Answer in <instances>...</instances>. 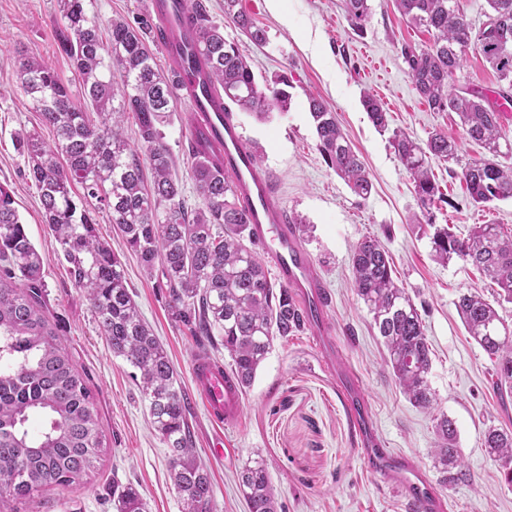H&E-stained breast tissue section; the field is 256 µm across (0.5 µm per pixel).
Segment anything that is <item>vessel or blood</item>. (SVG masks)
Here are the masks:
<instances>
[{"mask_svg": "<svg viewBox=\"0 0 512 512\" xmlns=\"http://www.w3.org/2000/svg\"><path fill=\"white\" fill-rule=\"evenodd\" d=\"M155 20L153 38L163 49L188 104V125L192 135H200L219 146L218 163L230 172L236 196L244 209L257 244L264 250L280 283L292 289L315 335L328 337L326 312L331 305L328 286L303 246L297 229L289 224L272 177L262 170L240 131L232 113L224 109V99L210 85L205 69L187 64V55L196 47L186 34L190 13L185 0H149ZM336 367L345 377L356 429L364 447L368 467L383 475L412 505L414 512H447L443 498L415 462L383 448L380 437L366 417V402L359 383L336 349H329ZM193 379L215 425L234 427L240 417L242 391L224 367L204 355H197Z\"/></svg>", "mask_w": 512, "mask_h": 512, "instance_id": "1", "label": "vessel or blood"}]
</instances>
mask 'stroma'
Instances as JSON below:
<instances>
[{"label":"stroma","instance_id":"1","mask_svg":"<svg viewBox=\"0 0 512 512\" xmlns=\"http://www.w3.org/2000/svg\"><path fill=\"white\" fill-rule=\"evenodd\" d=\"M202 2L225 38L238 42L257 80L282 72L291 80L288 111H272L264 120L240 110L235 116L261 155L262 169L273 176L287 213L308 225L301 240L333 295L327 320L367 396L374 428L388 447L420 465L453 512H512V487L504 484L499 465L483 445L488 427L512 430V396L500 397L494 361L468 336L455 307L459 294L468 290L494 300L497 285L459 259L445 264L433 259L430 226L413 221L421 207L411 181L388 134L373 126L361 104L363 93H372L387 110L390 128L419 141L435 130L456 140L458 161L432 165L445 197L435 212L436 223L462 235L476 224L512 229V200L475 207L459 179L462 164L484 158L485 150L465 138L456 113L430 110L406 74L401 46L428 47L431 34L408 24L393 0H369L370 17L360 31L348 22L341 0H287L283 15L272 12L267 0H240L267 31V43L257 46L225 19L224 0ZM60 23L58 0H0V185L10 190L41 254L48 308L61 326L67 353L89 380L105 434L98 470L49 497L56 503L53 512H114L112 484L117 481L140 491L146 512H181L168 471L169 450L151 425L134 370L113 356L89 301L75 287L14 139L21 130L37 132L48 143L54 139L53 129L18 86L20 55L45 59L72 92L80 90L70 60L58 47ZM311 94L335 111L364 160L373 182L367 198L354 195L319 153L307 103ZM186 109L174 99L163 131L174 171L195 204L199 198L186 163ZM95 217L99 235L119 254L140 314L164 344L190 402L188 421L198 459L211 473L214 512H248L237 474L254 460L267 463L281 512H407L406 500L366 465L344 383L308 328L274 341L243 394L237 425L224 432L223 456H216L215 434L192 376L198 346L172 320L164 295L127 250L108 211L97 210ZM368 234L378 235L392 255L398 281L421 313L432 350L433 409L413 406L392 379L371 316L352 287L351 251ZM442 413L456 423L471 481L452 484L446 479L435 449V419Z\"/></svg>","mask_w":512,"mask_h":512}]
</instances>
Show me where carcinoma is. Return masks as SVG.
Listing matches in <instances>:
<instances>
[{"label":"carcinoma","instance_id":"1","mask_svg":"<svg viewBox=\"0 0 512 512\" xmlns=\"http://www.w3.org/2000/svg\"><path fill=\"white\" fill-rule=\"evenodd\" d=\"M58 2L60 47L81 78L84 102L74 98L43 60L22 58L19 85L54 129L55 141L47 145L27 131L17 138L40 190L45 223L74 285L94 309L112 354L138 370L154 430L176 453L169 472L182 512H213L210 477L197 460L187 421L188 398L167 350L127 288L121 259L98 236L88 200L109 210L127 249L148 276L156 277L155 286L175 322L198 345L224 347L229 370L242 390L253 384L274 340L303 331L306 318L290 291L275 287L250 249L255 241L235 198L233 177L199 159L192 147L187 163L202 206L188 214L161 130L177 95L176 80L157 68L149 17H142L136 27L112 21L105 41L99 20L87 15L83 0ZM238 2L224 0V17L253 44H265L266 30L238 9ZM341 2L352 26L363 28L370 13L368 0ZM487 3V21L475 29L457 0H394L409 24L433 35L427 48L401 49L418 95L436 112L456 113L466 137L488 153L461 168V182L474 206L512 198V143H501L500 124L501 112L512 105V0ZM191 6L197 42L205 51L212 83L224 98L261 118L274 109L288 110V77L259 84L239 46L224 38L202 0ZM470 49L496 75L499 89L492 99L475 88H455ZM362 105L376 129L388 130L387 112L379 100L366 94ZM308 108L325 163L356 196H369V173L336 113L314 96ZM129 118L137 127L136 147L123 135ZM390 142L412 179L426 223H433L432 209L441 195L431 163L457 161L456 143L446 133L433 132L419 142L399 131L392 133ZM75 183L84 189V198L71 195ZM431 243L437 261L446 264L457 258L475 266L498 285L500 298L512 303V231H503L500 224H477L461 237L447 225L435 229ZM351 273L356 295L386 350L390 375L414 406L431 409L432 358L421 314L398 283L392 257L378 237L366 236L356 244ZM46 288L41 256L10 191L0 185V507L9 512H24L34 497L94 472L104 448L94 394L45 310ZM456 306L468 335L496 358V386L512 394V331L493 304L477 293L459 295ZM436 433V451L449 472L448 481H471L455 422L441 415ZM484 447L512 486V432L488 428ZM238 481L248 512H278L264 461L244 466ZM112 502L116 512H144L139 491L115 480Z\"/></svg>","mask_w":512,"mask_h":512}]
</instances>
